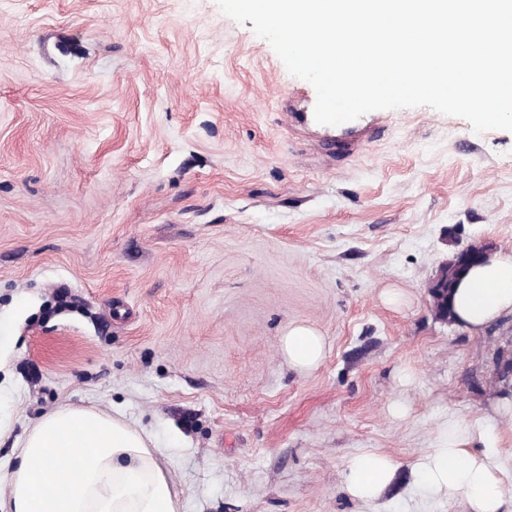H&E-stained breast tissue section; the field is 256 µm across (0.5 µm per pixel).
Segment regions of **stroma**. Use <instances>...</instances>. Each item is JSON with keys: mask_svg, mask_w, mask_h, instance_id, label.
Masks as SVG:
<instances>
[{"mask_svg": "<svg viewBox=\"0 0 512 512\" xmlns=\"http://www.w3.org/2000/svg\"><path fill=\"white\" fill-rule=\"evenodd\" d=\"M303 84L216 0H0V476L83 406L154 437L181 512H460L409 468L444 417L495 415L512 318L442 323L428 286L512 251V132L405 107L331 145L288 115ZM292 323L314 371L279 354ZM369 451L397 474L363 504ZM19 311L2 315L0 312V371L7 365L17 336H12L14 320ZM324 336L312 325L290 324L279 339V352L288 365L298 371L316 369L326 354ZM395 465L385 454L367 452L354 457L344 478L347 494L362 503L378 499L394 476Z\"/></svg>", "mask_w": 512, "mask_h": 512, "instance_id": "obj_1", "label": "stroma"}]
</instances>
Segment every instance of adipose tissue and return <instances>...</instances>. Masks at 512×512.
<instances>
[{
  "mask_svg": "<svg viewBox=\"0 0 512 512\" xmlns=\"http://www.w3.org/2000/svg\"><path fill=\"white\" fill-rule=\"evenodd\" d=\"M456 321L480 334L512 316V253L498 251L457 285ZM312 325H288L279 352L298 371L316 369L326 354ZM512 462V430L490 416L450 417L439 423L431 448L413 462L415 483L459 502L463 512H512L504 479ZM385 454L354 457L344 478L347 494L368 503L394 476ZM5 481L8 512H180L169 469L155 440L120 418L66 406L43 416L27 433Z\"/></svg>",
  "mask_w": 512,
  "mask_h": 512,
  "instance_id": "obj_1",
  "label": "adipose tissue"
}]
</instances>
